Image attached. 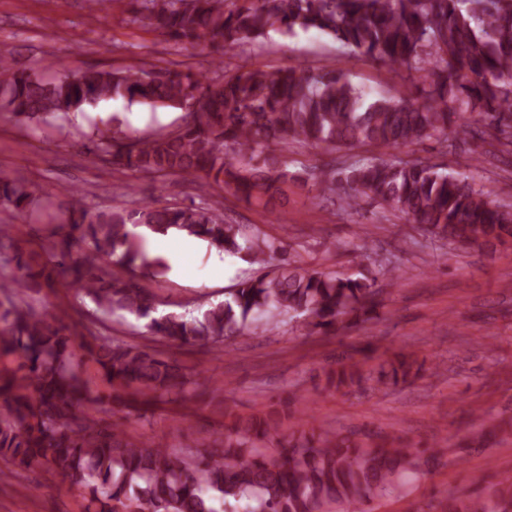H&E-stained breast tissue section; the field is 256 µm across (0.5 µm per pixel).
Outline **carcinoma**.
<instances>
[{"label": "carcinoma", "instance_id": "obj_1", "mask_svg": "<svg viewBox=\"0 0 512 512\" xmlns=\"http://www.w3.org/2000/svg\"><path fill=\"white\" fill-rule=\"evenodd\" d=\"M130 22L176 45L216 53L270 33L316 30L411 80L409 98L369 93L334 70L268 71L244 63L207 75L140 62L70 75H32L0 53V120L71 122L102 103L186 110L176 130L144 137L95 126L86 138L105 161L182 180L205 177L223 192L263 208L288 200L314 180L319 194L341 193L346 207L365 202L416 224L437 240L477 245L512 238V206L475 180L419 160L364 157L331 162L316 173L293 169L295 145L336 153L369 146L387 153L429 140L494 131L512 153V0H130ZM53 211L19 171L0 174V205L46 212L38 228L42 261L20 248L13 225L0 224V459L20 469L47 467L81 491L86 512H370L365 505L400 492L404 472L427 463L425 451L325 431L282 437L271 413L224 410V450L175 454L130 439L109 414L145 417L163 396L188 400L191 381L160 353L75 329L67 309L37 312L25 297L72 288L93 307L90 322L126 313L146 333L209 349L237 336L271 331L288 317L323 334L364 323L380 304L377 278L317 270L286 259L284 241L224 213V203L142 200L92 208L74 191ZM183 232L227 255L245 254L266 273L238 281L220 302L160 313L144 284L159 261L142 232ZM84 351L104 389L90 388L76 361ZM424 365L395 355L366 369L360 362L327 373L336 388L396 386ZM448 512H512V476L484 498L448 496Z\"/></svg>", "mask_w": 512, "mask_h": 512}]
</instances>
